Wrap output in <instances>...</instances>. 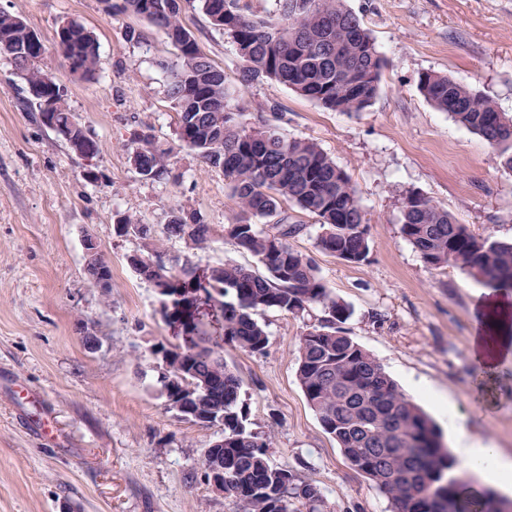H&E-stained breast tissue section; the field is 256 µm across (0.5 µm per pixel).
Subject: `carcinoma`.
I'll return each instance as SVG.
<instances>
[{"label": "carcinoma", "instance_id": "carcinoma-1", "mask_svg": "<svg viewBox=\"0 0 512 512\" xmlns=\"http://www.w3.org/2000/svg\"><path fill=\"white\" fill-rule=\"evenodd\" d=\"M190 0H120L112 12L128 13L161 29L178 49L176 60L160 66L168 73L167 94L178 110L177 140L198 153L204 164L224 172L231 197L242 216L224 226L235 247L255 256L265 269L242 266L201 268L190 256L167 255L153 246L133 256L138 275L168 289L163 305L169 323L191 335V346H172L163 360L162 393L168 376L204 387L209 396L202 412L224 425V493L243 512H299L296 504L317 512L320 489L296 477L288 467L270 462L268 440L247 428L240 404V379L224 362L223 345L250 353L264 350L268 336L255 318L260 312L298 313L320 305L327 317L300 338L297 379L308 405L351 467L371 480L389 500L393 512H497L500 497L483 493L474 505L458 496L457 461L443 447L435 424L397 386L383 366L354 342L343 324L349 308L331 296L313 259L290 245L302 230L291 222L282 203L289 202L318 218L319 251L349 263L366 260L369 238L365 212L350 176L312 140L289 139L277 128H249L240 121L224 74L200 52L193 34L179 22ZM212 24L235 44L242 63L241 80L251 84L276 80L325 109L362 112L375 97L385 59L370 33L343 0H279L281 22L243 14L238 0H199ZM26 24L14 13L0 16V53L22 45ZM72 62L70 72L96 77L98 44L92 32L76 24L58 45ZM32 60L20 71L27 103L40 111L53 102L58 119L74 120L64 104L65 91L51 82ZM419 91L431 106L480 136L498 164L512 171V115L499 110L487 95L447 75L425 72ZM67 144L77 155L97 156L98 143L76 125ZM138 174L169 178L170 149L144 130L127 143ZM170 237H190L199 248L213 235L196 213L172 215ZM401 233L430 267L455 266L494 291L512 292V240L473 233L424 194L407 190L401 198ZM220 297L224 336L200 326L188 296L198 290Z\"/></svg>", "mask_w": 512, "mask_h": 512}]
</instances>
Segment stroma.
<instances>
[{
	"label": "stroma",
	"mask_w": 512,
	"mask_h": 512,
	"mask_svg": "<svg viewBox=\"0 0 512 512\" xmlns=\"http://www.w3.org/2000/svg\"><path fill=\"white\" fill-rule=\"evenodd\" d=\"M387 62L365 111L323 109L274 80L241 85L236 48L198 4L181 23L222 70L243 120L270 123L286 136L315 141L356 185L368 220L369 255L348 263L320 252L314 215L291 208L303 231L291 245L310 256L332 296L351 315L349 336L383 365L402 392L421 381L447 396L451 426L512 457V365L499 372L490 402L474 387L470 345L481 287L453 266L426 265L401 233V195L415 189L477 234L512 239V171L479 136L436 111L418 89L436 71L492 98L512 114V0H345ZM43 38L42 67L67 90L66 106L99 144L76 155L22 104L25 83L0 53V512H238L214 492L201 466L222 424H196L168 408L155 346L179 344L180 328L162 313L156 288L129 265L139 237L120 235L126 215L151 225L169 254L202 264L257 259L235 248L224 227L238 213L222 171L180 147L177 109L160 60L176 49L164 32L132 14L107 16L100 0H0ZM77 20L99 43L97 77L71 74L56 30ZM135 29L139 40H127ZM278 103L281 115L269 112ZM170 147L172 177L151 180L130 162L133 129ZM198 213L214 232L205 248L167 237L175 210ZM112 269L110 294L90 282L85 236ZM325 316L269 310L259 320L268 342L248 353L225 345L241 381L250 430L270 441L273 464L317 485L319 512H391L388 499L351 468L322 428L296 378L301 336ZM99 341L89 350L86 333ZM53 412L54 441L26 429L31 397Z\"/></svg>",
	"instance_id": "obj_1"
}]
</instances>
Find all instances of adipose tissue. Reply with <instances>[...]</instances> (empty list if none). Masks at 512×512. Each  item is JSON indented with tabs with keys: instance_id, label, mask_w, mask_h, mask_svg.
Here are the masks:
<instances>
[{
	"instance_id": "ef3b65f1",
	"label": "adipose tissue",
	"mask_w": 512,
	"mask_h": 512,
	"mask_svg": "<svg viewBox=\"0 0 512 512\" xmlns=\"http://www.w3.org/2000/svg\"><path fill=\"white\" fill-rule=\"evenodd\" d=\"M479 328L472 338L470 358L479 371L480 388L491 391L498 370L512 363V295L482 291L476 304ZM455 452L473 474L462 493L481 497L488 486L512 491V460L497 448L475 442L463 427L451 431Z\"/></svg>"
}]
</instances>
